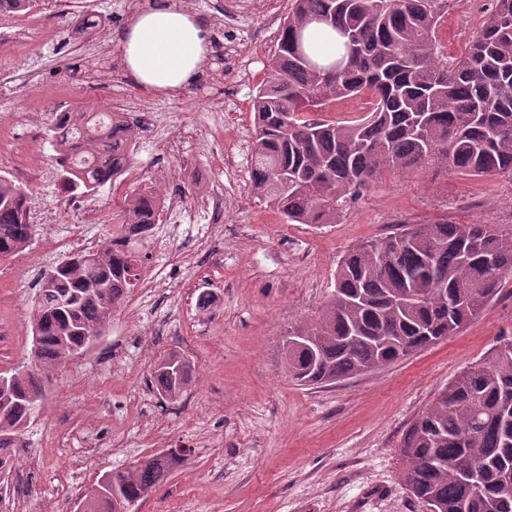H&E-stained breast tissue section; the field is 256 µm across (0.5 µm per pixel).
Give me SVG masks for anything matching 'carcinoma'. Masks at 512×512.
I'll return each instance as SVG.
<instances>
[{
	"mask_svg": "<svg viewBox=\"0 0 512 512\" xmlns=\"http://www.w3.org/2000/svg\"><path fill=\"white\" fill-rule=\"evenodd\" d=\"M494 2L450 60L437 41L449 0H292L271 76L252 99L257 194L289 223L334 224L340 201L384 174H512V0ZM101 26L87 13L74 31ZM364 96L367 111L351 118L310 112ZM49 131L68 191L94 194L129 169L135 133L122 112H61ZM160 208L154 189L131 196L97 251L69 253L63 270L41 279L32 299L36 364L11 369L0 392L1 453L17 447L50 373L88 348L82 331L106 333L137 287ZM35 234L26 188L0 175V256ZM509 280L512 227L403 225L340 261L331 301L285 337L288 377L310 386L379 370L457 334ZM153 378L175 400L192 384V363L171 353ZM446 390L404 435L405 486L432 512H512V338ZM183 459L162 452L105 473L80 512H130Z\"/></svg>",
	"mask_w": 512,
	"mask_h": 512,
	"instance_id": "cac0c4a2",
	"label": "carcinoma"
}]
</instances>
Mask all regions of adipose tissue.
<instances>
[{
	"mask_svg": "<svg viewBox=\"0 0 512 512\" xmlns=\"http://www.w3.org/2000/svg\"><path fill=\"white\" fill-rule=\"evenodd\" d=\"M119 48L136 83L154 93L175 95L202 74L209 53L202 19L179 0H147L123 30Z\"/></svg>",
	"mask_w": 512,
	"mask_h": 512,
	"instance_id": "ef3b65f1",
	"label": "adipose tissue"
}]
</instances>
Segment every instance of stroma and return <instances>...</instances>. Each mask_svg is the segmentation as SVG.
I'll use <instances>...</instances> for the list:
<instances>
[{"mask_svg":"<svg viewBox=\"0 0 512 512\" xmlns=\"http://www.w3.org/2000/svg\"><path fill=\"white\" fill-rule=\"evenodd\" d=\"M207 21L212 52L204 73L176 95L139 87L121 59L119 39L132 14L128 0H70L58 12L38 0L39 28L16 49L22 68L0 94V116L38 112L35 137L0 146V174L29 163L30 196L42 216L30 246L55 232L102 238L101 224L64 215L61 169L45 127L71 91L90 110L155 112L158 126L138 131L132 168L96 195L112 214L124 197L149 187L178 193L186 208L159 222L147 247L145 276L163 290L129 298L112 314L103 339L51 375L24 435L36 471L21 470L23 512H76L59 482L78 470L83 489L107 471L151 452L190 454L137 512H426L407 490L400 454L404 431L448 382L512 335V280L456 335L384 368L331 385L300 386L286 374L282 341L330 300L340 260L361 243L401 224L448 220L512 226V176L429 180L384 175L343 203L335 223L289 224L254 193L251 97L270 74L291 0H182ZM492 0H450L438 38L459 56ZM102 15L104 32L78 37L74 15ZM224 218L211 221L212 191ZM54 256L0 279V369L30 356L31 297ZM209 294L208 308L198 305ZM177 352L196 368L192 386L162 398L151 371Z\"/></svg>","mask_w":512,"mask_h":512,"instance_id":"35a3bbf8","label":"stroma"}]
</instances>
